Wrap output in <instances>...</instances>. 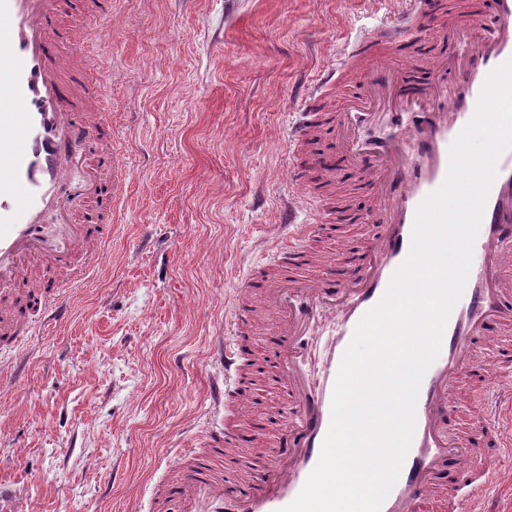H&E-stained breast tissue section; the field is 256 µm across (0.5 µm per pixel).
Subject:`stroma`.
<instances>
[{
    "mask_svg": "<svg viewBox=\"0 0 512 512\" xmlns=\"http://www.w3.org/2000/svg\"><path fill=\"white\" fill-rule=\"evenodd\" d=\"M82 6L52 0L54 50L108 82L124 202L94 271L78 256L40 274L62 315L39 335L0 338V512H155L168 460L223 420L209 396L214 340L240 283L279 270L265 241L287 171L295 162L321 179L314 156L330 154L336 112L365 97L363 70L320 96L317 144L289 155L288 129L337 49L398 0H112L88 26L72 21ZM318 195L334 229L309 243V277L374 231L335 221L360 198L351 169ZM252 316L240 341L253 362H274L276 315ZM247 396L265 427L253 446L261 464L284 388L273 374ZM468 463L495 469L485 493L512 512V459L489 448Z\"/></svg>",
    "mask_w": 512,
    "mask_h": 512,
    "instance_id": "1",
    "label": "stroma"
}]
</instances>
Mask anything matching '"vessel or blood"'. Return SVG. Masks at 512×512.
<instances>
[{
  "label": "vessel or blood",
  "instance_id": "obj_1",
  "mask_svg": "<svg viewBox=\"0 0 512 512\" xmlns=\"http://www.w3.org/2000/svg\"><path fill=\"white\" fill-rule=\"evenodd\" d=\"M50 0H0V290L26 282L27 263L39 258L51 265L88 253L98 261L101 236L66 219L61 233L45 237L43 211L54 206L75 160L88 139H108L111 124L99 121L79 94L82 73L57 60L52 47ZM419 0H407L389 27H377L349 43L342 56L314 82L313 91L332 88L335 78L355 63L376 58L366 73L367 100L336 116L338 145L358 171L369 204L362 218L376 230L350 252L342 268L326 265L322 276H282L257 286L247 282L258 302L276 311L280 326L278 367L289 401L278 422L272 462L255 475L222 476L210 461L230 455L234 439L207 431L203 445L171 464L170 482L154 487L160 512H282L300 493L315 468L331 422V403L342 357L361 318L383 297L393 274L406 260L415 215L424 198L446 178L450 146L474 116L488 75L512 59V0H490L445 28L452 53L427 61L408 60L396 72L376 53L389 29L407 32L418 26ZM386 112L392 135L364 139L361 130L377 112ZM305 173L291 172L288 199L277 232L267 248L277 260L299 266L303 244L322 232L319 222L294 221L299 200L307 196ZM251 308L235 300L224 308V329L236 333ZM338 326L321 383L302 374L305 337L315 323ZM512 325V148L497 160L475 239L463 293L446 324L440 352L427 370L415 410V432L401 473L380 512H426L432 494L478 501L494 470L473 475L463 464L477 440L511 448L498 429L499 417L482 406L476 424L452 431L453 399L466 381H485L477 364L479 339L496 326ZM240 344L218 350L224 380L210 397L215 409L244 414L237 388L244 382Z\"/></svg>",
  "mask_w": 512,
  "mask_h": 512
}]
</instances>
